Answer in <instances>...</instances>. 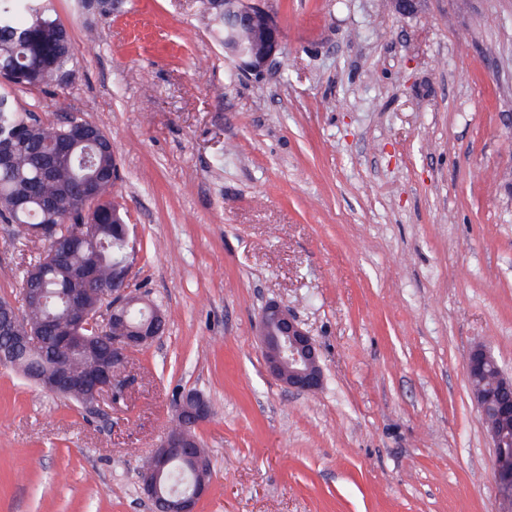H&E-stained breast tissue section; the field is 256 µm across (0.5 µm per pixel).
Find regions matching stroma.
Returning a JSON list of instances; mask_svg holds the SVG:
<instances>
[{"label":"stroma","instance_id":"obj_1","mask_svg":"<svg viewBox=\"0 0 512 512\" xmlns=\"http://www.w3.org/2000/svg\"><path fill=\"white\" fill-rule=\"evenodd\" d=\"M75 45L20 109L112 141L129 289L166 328L92 414L0 366V512H150L140 466L188 392L198 512H512L466 374L512 376V0H267L280 63L244 76L202 0H51ZM41 246L0 222V297ZM288 309L323 385L268 375Z\"/></svg>","mask_w":512,"mask_h":512}]
</instances>
